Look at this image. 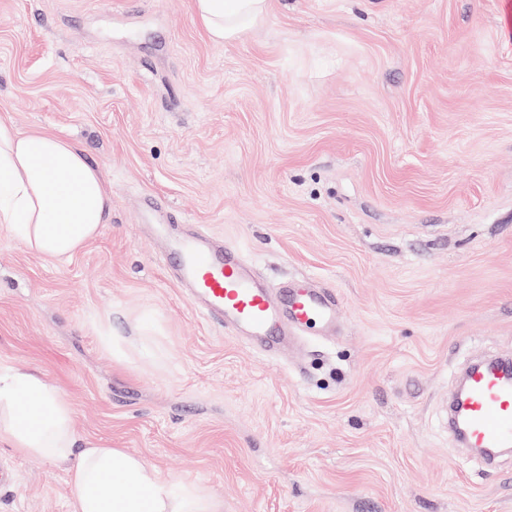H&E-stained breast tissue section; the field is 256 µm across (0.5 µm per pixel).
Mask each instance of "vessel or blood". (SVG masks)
Segmentation results:
<instances>
[{
  "label": "vessel or blood",
  "instance_id": "obj_1",
  "mask_svg": "<svg viewBox=\"0 0 512 512\" xmlns=\"http://www.w3.org/2000/svg\"><path fill=\"white\" fill-rule=\"evenodd\" d=\"M159 236L179 262L170 277L191 306L219 326L234 330L268 355L294 344L314 327L335 332L336 298L305 279L272 289L262 286L233 245L202 227L181 235L158 225ZM464 441L471 448L512 447V364L479 363L466 380Z\"/></svg>",
  "mask_w": 512,
  "mask_h": 512
}]
</instances>
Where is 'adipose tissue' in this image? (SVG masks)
<instances>
[{"mask_svg":"<svg viewBox=\"0 0 512 512\" xmlns=\"http://www.w3.org/2000/svg\"><path fill=\"white\" fill-rule=\"evenodd\" d=\"M209 38L262 24L269 0H193ZM112 219V197L82 148L0 116V227L51 260L73 257ZM68 400L33 369L0 366V439L66 467L73 512H224L222 498L160 473L140 456L78 441Z\"/></svg>","mask_w":512,"mask_h":512,"instance_id":"adipose-tissue-1","label":"adipose tissue"}]
</instances>
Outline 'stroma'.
<instances>
[{
	"instance_id": "stroma-1",
	"label": "stroma",
	"mask_w": 512,
	"mask_h": 512,
	"mask_svg": "<svg viewBox=\"0 0 512 512\" xmlns=\"http://www.w3.org/2000/svg\"><path fill=\"white\" fill-rule=\"evenodd\" d=\"M4 112L112 192L71 259L0 230V364L81 436L224 512H512V453L487 470L446 425L465 363L512 353V0H271L224 44L193 0H0ZM147 198L270 285L315 278L339 333L268 358L204 321ZM0 459V512H72L61 468Z\"/></svg>"
}]
</instances>
